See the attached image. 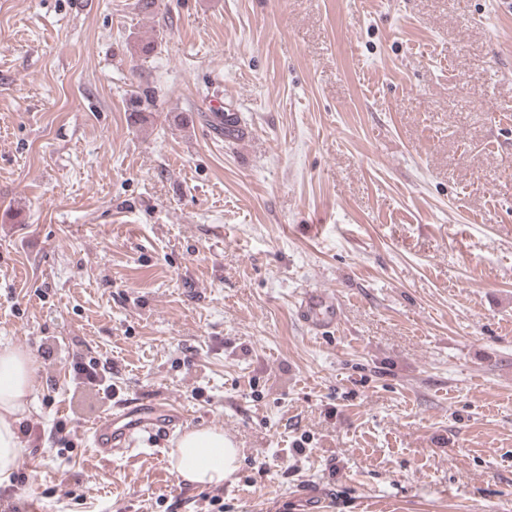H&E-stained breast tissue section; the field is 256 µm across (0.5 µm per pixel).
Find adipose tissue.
Returning <instances> with one entry per match:
<instances>
[{
    "mask_svg": "<svg viewBox=\"0 0 512 512\" xmlns=\"http://www.w3.org/2000/svg\"><path fill=\"white\" fill-rule=\"evenodd\" d=\"M34 359L10 346L0 349V483L10 480L24 444L18 425L29 412L33 392ZM240 450L223 429L191 430L169 451L172 469L185 481L217 486L239 467Z\"/></svg>",
    "mask_w": 512,
    "mask_h": 512,
    "instance_id": "ef3b65f1",
    "label": "adipose tissue"
}]
</instances>
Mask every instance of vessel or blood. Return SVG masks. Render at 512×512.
Masks as SVG:
<instances>
[{
	"label": "vessel or blood",
	"mask_w": 512,
	"mask_h": 512,
	"mask_svg": "<svg viewBox=\"0 0 512 512\" xmlns=\"http://www.w3.org/2000/svg\"><path fill=\"white\" fill-rule=\"evenodd\" d=\"M339 314L340 306L336 297L321 291L305 293L297 305L298 318L316 332L333 328ZM185 420V414L166 401L119 404L93 423L90 430L91 446L100 457L108 459L117 453L131 452L136 434L144 432L163 439L169 437Z\"/></svg>",
	"instance_id": "b4317fda"
}]
</instances>
